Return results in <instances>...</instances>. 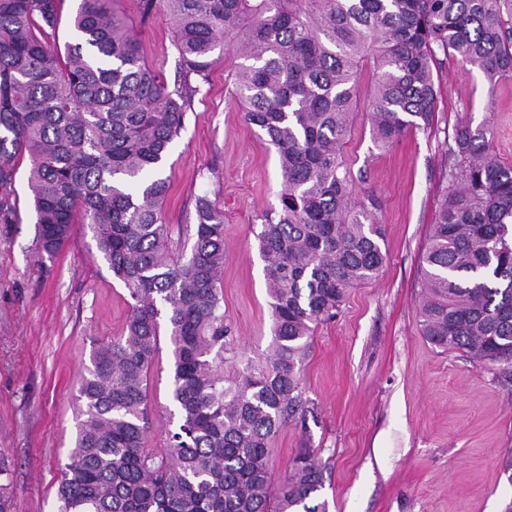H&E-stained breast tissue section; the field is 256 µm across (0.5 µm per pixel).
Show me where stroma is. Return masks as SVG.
<instances>
[{
  "label": "stroma",
  "instance_id": "stroma-1",
  "mask_svg": "<svg viewBox=\"0 0 512 512\" xmlns=\"http://www.w3.org/2000/svg\"><path fill=\"white\" fill-rule=\"evenodd\" d=\"M147 64L174 80V31L162 19L139 28ZM236 61H217L171 144L163 205L172 237L193 223L205 196L224 213V314L245 356L264 361L270 298L257 233L280 206L273 147L247 123L236 98ZM372 66L358 87V115L343 155L355 197L374 194L386 260L351 289L336 318L319 324L302 364L313 413L273 441L274 481L302 444L323 468L327 512H504L512 502V364H481L421 334L422 255L448 178V141L459 122L490 128V150L512 164V77L489 84L449 57L439 69L428 128L376 145L367 115ZM27 167H20L0 220V502L7 512H58L57 491L75 447L81 380L90 354L121 335L126 288L113 279L89 229L53 260H39ZM172 355L162 343L148 380V445L177 426Z\"/></svg>",
  "mask_w": 512,
  "mask_h": 512
}]
</instances>
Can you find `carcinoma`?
<instances>
[{
    "label": "carcinoma",
    "mask_w": 512,
    "mask_h": 512,
    "mask_svg": "<svg viewBox=\"0 0 512 512\" xmlns=\"http://www.w3.org/2000/svg\"><path fill=\"white\" fill-rule=\"evenodd\" d=\"M64 0H0V217L22 163L54 259L86 224L128 292L123 333L92 352L59 512H326L323 468L303 445L274 485L272 442L304 420L300 370L314 328L385 262L376 199H352L342 155L363 64L368 116L389 146L429 124L439 56L495 83L512 74V0H139L175 33L178 78L146 63L114 0H80L81 41L50 47ZM244 60L234 83L278 157L281 209L257 233L271 307L270 352L255 364L224 316V213L195 203L189 255L172 240L161 171L216 50ZM427 249L420 330L485 364H512V165L486 131L456 125ZM168 337L178 426L147 445L148 376Z\"/></svg>",
    "instance_id": "cac0c4a2"
}]
</instances>
